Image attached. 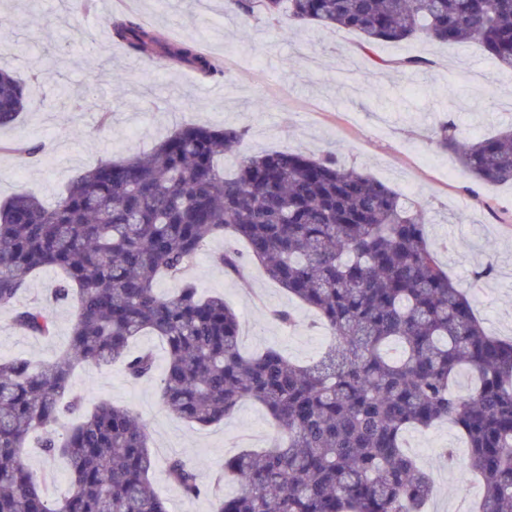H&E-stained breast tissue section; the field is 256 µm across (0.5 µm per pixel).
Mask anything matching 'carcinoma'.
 I'll return each mask as SVG.
<instances>
[{
  "label": "carcinoma",
  "instance_id": "1",
  "mask_svg": "<svg viewBox=\"0 0 512 512\" xmlns=\"http://www.w3.org/2000/svg\"><path fill=\"white\" fill-rule=\"evenodd\" d=\"M236 10L291 27L353 31L371 55L379 42L423 36L477 43L512 70V0H230ZM113 41L153 52L207 78L221 61L193 41H172L123 15L108 18ZM414 70L420 59H378ZM24 83L0 69V129L27 106ZM243 132L185 123L150 152L82 170L51 203L20 192L0 203V306L36 272H61L56 301L77 303L67 348L49 364L0 360V512H169L154 488V457L137 415L102 401L84 409L71 375L81 364L119 362L139 381L158 377L162 403L201 427L260 404L281 432L262 451L224 460L240 492H213L212 512H419L432 479L406 451L410 429L447 421L468 447L482 493L477 512H512V340L492 335L428 242V212L338 158L295 151L242 158ZM480 183L512 184V130L461 141L455 124L433 130ZM217 238L246 243L268 279L313 310L331 348L319 363L280 351L244 355L237 313L203 297L188 272ZM241 274L240 253L219 257ZM181 288L162 294L161 280ZM15 328L52 335L44 309L17 308ZM156 336L167 358L128 351ZM464 395L451 390L461 371ZM68 461L69 490L53 499L49 475L23 458L31 438ZM186 496L202 492L196 468L167 462Z\"/></svg>",
  "mask_w": 512,
  "mask_h": 512
}]
</instances>
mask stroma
Listing matches in <instances>:
<instances>
[{
  "instance_id": "stroma-1",
  "label": "stroma",
  "mask_w": 512,
  "mask_h": 512,
  "mask_svg": "<svg viewBox=\"0 0 512 512\" xmlns=\"http://www.w3.org/2000/svg\"><path fill=\"white\" fill-rule=\"evenodd\" d=\"M124 14L171 40H192L224 64L219 98L207 97L208 81L153 56H133L114 42L106 24ZM358 34L316 24L293 32L261 16H245L226 0H111L109 7L78 11L75 0H0V68L19 78L39 75L19 121L0 129V144L25 140L41 152L31 158L0 151V202L30 190L52 201L76 172L150 150L176 125L194 123L242 129L238 154L292 150L321 158L339 154L347 167L370 174L401 197L429 208L427 237L447 244L443 261L467 292L485 326L512 339V185H479L441 151L432 129L453 121L463 139L512 126V73L478 46L416 38L382 42L373 55L359 49ZM418 57L414 72L380 71L372 56ZM112 104V123L101 128L97 104ZM223 240L196 256L191 279L204 295H220L241 321V349L273 347L308 363L327 346L313 314L295 304L249 262L230 278L218 257ZM493 273L475 280V271ZM54 270L40 271L13 305L0 307V359L44 364L67 347L72 304L52 297ZM38 304L55 320L51 337L14 328V308ZM295 309L298 322L282 329L270 313ZM87 402L105 399L131 408L144 423L155 457L152 480L169 512H211L209 488L238 491L225 479V457L269 447L277 436L270 418L248 401L224 423L202 428L163 405L156 380L134 381L121 364L84 365L71 377ZM409 452L434 486L424 512H459L462 489L471 485L467 450L445 422L406 434ZM454 451L445 460L441 449ZM178 455L194 465L205 492L187 497L167 479L165 463Z\"/></svg>"
}]
</instances>
